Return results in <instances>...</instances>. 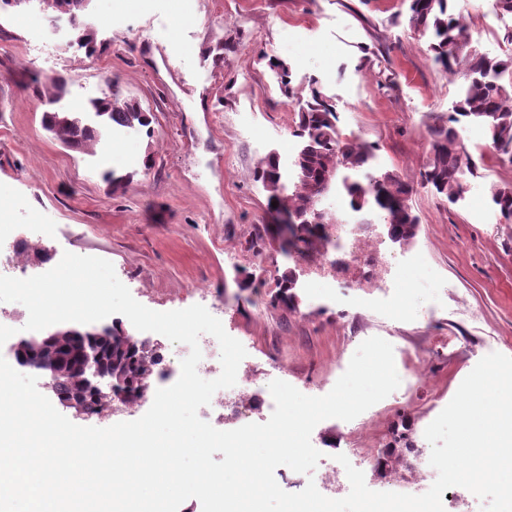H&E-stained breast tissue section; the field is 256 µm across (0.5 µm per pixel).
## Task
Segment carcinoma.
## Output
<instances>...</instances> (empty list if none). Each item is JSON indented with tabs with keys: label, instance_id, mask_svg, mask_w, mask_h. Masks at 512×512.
Here are the masks:
<instances>
[{
	"label": "carcinoma",
	"instance_id": "carcinoma-1",
	"mask_svg": "<svg viewBox=\"0 0 512 512\" xmlns=\"http://www.w3.org/2000/svg\"><path fill=\"white\" fill-rule=\"evenodd\" d=\"M44 12L55 18L78 23L82 20L88 0H39ZM458 0H410L409 27L419 28L430 38L429 48L435 63L454 74L464 69V85L448 112V119L432 129L433 156L421 175L423 184L456 204L469 191V178L479 177L481 159L467 155L456 139L462 125H482L491 141V148L500 162L512 165V55L490 57L470 46L462 26ZM109 91L94 99L90 111L96 122L90 123L79 112H46L43 124L54 138L70 148L92 153L102 137L114 127L138 130L150 124L141 106L122 96L108 83ZM336 108L318 88L300 107L299 122L293 136L300 147L293 161L294 189L285 193L286 186L279 158L270 155L262 160L255 174L269 193V201L277 207L286 206L299 216L293 237L306 250L320 251L330 242L329 225L336 223L335 212L320 207L342 169L355 170L372 158L370 146L341 136L337 127ZM343 190L349 206L360 211L366 207L376 211L380 223L391 228V240L407 242L415 235L418 220L409 205L411 187L397 175L386 171L363 184L344 179ZM492 202L501 217L512 223V186L491 188ZM271 303L294 306L295 282L289 275L276 280ZM106 327L91 330L73 329L50 345L44 337L20 339V345L32 351L42 366L56 373L52 392L62 403L76 400L89 413L105 410L112 397L102 392L87 393L76 383L79 356L90 343L97 344L102 354L103 376L112 380L131 403L141 396L140 379L157 362L158 355L146 345H138L121 328L112 327L108 336L101 335Z\"/></svg>",
	"mask_w": 512,
	"mask_h": 512
}]
</instances>
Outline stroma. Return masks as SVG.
Segmentation results:
<instances>
[{
    "label": "stroma",
    "mask_w": 512,
    "mask_h": 512,
    "mask_svg": "<svg viewBox=\"0 0 512 512\" xmlns=\"http://www.w3.org/2000/svg\"><path fill=\"white\" fill-rule=\"evenodd\" d=\"M459 5L472 46L503 54L512 15L491 16L488 0ZM407 12L408 0H89L85 19L106 48L97 69L71 39L35 36L52 23L37 8L0 11V188L14 223L53 225L50 251L110 261L152 310L223 305L224 329L259 382L284 373L303 394L323 396L364 340L388 341L421 381L363 423L326 419L313 435L331 455L366 449L367 486L397 493L416 480L407 465L427 448L426 427L478 361L512 356V224L490 200L491 187L512 185V165L470 125L467 149L484 165L465 198L450 204L421 183L431 130L464 77L431 60ZM271 56L288 62L289 88ZM104 70L150 112V128L93 154L69 149L44 129L43 114L101 96ZM59 79L54 101L43 88ZM314 79L336 105L341 134L373 148L354 179L390 171L412 188L419 224L393 246L413 257L397 289L383 288L380 270L349 264L323 293L319 255L283 253L276 238L260 256L245 248L272 222L256 168L271 154L290 166L298 100ZM107 170L120 187L106 185ZM286 272L296 281L292 308L270 302Z\"/></svg>",
    "instance_id": "35a3bbf8"
}]
</instances>
